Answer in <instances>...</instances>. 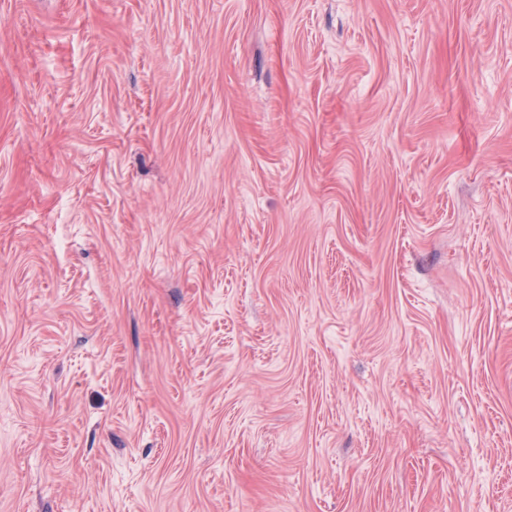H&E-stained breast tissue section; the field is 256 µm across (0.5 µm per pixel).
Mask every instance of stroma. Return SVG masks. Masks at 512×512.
I'll return each mask as SVG.
<instances>
[{"label": "stroma", "instance_id": "stroma-1", "mask_svg": "<svg viewBox=\"0 0 512 512\" xmlns=\"http://www.w3.org/2000/svg\"><path fill=\"white\" fill-rule=\"evenodd\" d=\"M0 512H512V0H0Z\"/></svg>", "mask_w": 512, "mask_h": 512}]
</instances>
